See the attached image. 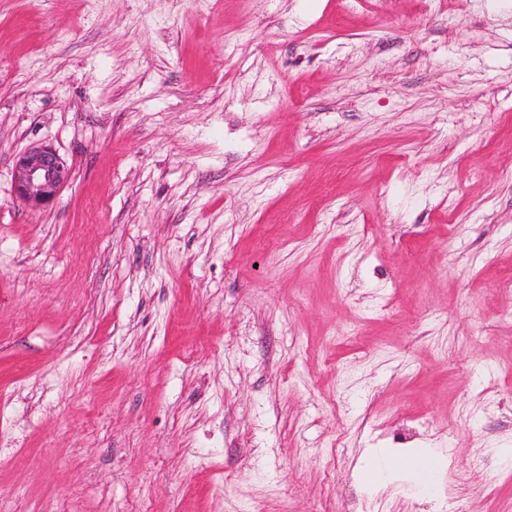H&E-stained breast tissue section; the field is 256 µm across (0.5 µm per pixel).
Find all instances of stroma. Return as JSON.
<instances>
[{
  "instance_id": "35a3bbf8",
  "label": "stroma",
  "mask_w": 512,
  "mask_h": 512,
  "mask_svg": "<svg viewBox=\"0 0 512 512\" xmlns=\"http://www.w3.org/2000/svg\"><path fill=\"white\" fill-rule=\"evenodd\" d=\"M511 277L512 0H0V512H512ZM68 161L49 145H35L17 155L14 192L26 208H48L72 179ZM393 469L398 475H415L420 480L429 474L438 471L439 463L431 456H422L419 458H394Z\"/></svg>"
}]
</instances>
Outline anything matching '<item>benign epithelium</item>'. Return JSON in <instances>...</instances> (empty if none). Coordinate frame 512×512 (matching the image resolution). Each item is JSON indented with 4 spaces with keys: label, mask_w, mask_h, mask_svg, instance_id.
<instances>
[{
    "label": "benign epithelium",
    "mask_w": 512,
    "mask_h": 512,
    "mask_svg": "<svg viewBox=\"0 0 512 512\" xmlns=\"http://www.w3.org/2000/svg\"><path fill=\"white\" fill-rule=\"evenodd\" d=\"M72 179L68 161L49 145H35L17 155L14 192L26 208H48Z\"/></svg>",
    "instance_id": "benign-epithelium-1"
}]
</instances>
